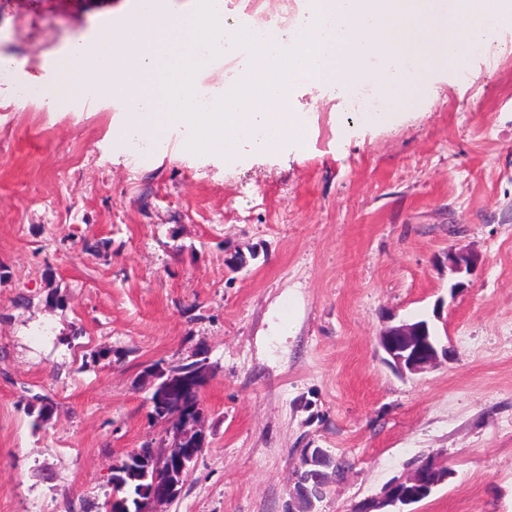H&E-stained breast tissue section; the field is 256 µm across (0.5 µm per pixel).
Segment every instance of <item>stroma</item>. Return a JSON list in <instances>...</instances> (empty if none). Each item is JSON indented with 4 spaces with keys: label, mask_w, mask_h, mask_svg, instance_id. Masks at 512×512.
Segmentation results:
<instances>
[{
    "label": "stroma",
    "mask_w": 512,
    "mask_h": 512,
    "mask_svg": "<svg viewBox=\"0 0 512 512\" xmlns=\"http://www.w3.org/2000/svg\"><path fill=\"white\" fill-rule=\"evenodd\" d=\"M123 2L0 0V56L23 62L0 78V512H97L159 433L147 369L199 348L207 446L163 512H302L315 448L349 466L314 512H364L421 456L451 476L415 512H512V23L466 74L412 66L382 126L353 90L296 86L305 145L227 166L117 154L116 102L14 96L99 21L132 24ZM422 319L448 356L398 374L379 333Z\"/></svg>",
    "instance_id": "stroma-1"
}]
</instances>
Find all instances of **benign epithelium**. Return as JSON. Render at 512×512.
<instances>
[{
  "instance_id": "1",
  "label": "benign epithelium",
  "mask_w": 512,
  "mask_h": 512,
  "mask_svg": "<svg viewBox=\"0 0 512 512\" xmlns=\"http://www.w3.org/2000/svg\"><path fill=\"white\" fill-rule=\"evenodd\" d=\"M448 267L456 273H471L477 265V259L462 250H448ZM380 346L385 353V362L400 373L417 374L436 364L440 356H448V348L438 351L435 342L428 335L427 326L419 323L400 322L397 325L385 326L379 334ZM167 428V470H178L179 477H184L190 463L195 459L193 454H185L181 444L193 436L205 439V435L196 429L197 418L187 414L184 418L174 416L164 419ZM329 455L321 448H315L306 456L303 470L297 475L293 494L307 500L320 499L326 485L323 473L318 470ZM449 477L448 469L414 470L408 480L394 481L377 502L376 508L387 506H407L415 502V497L406 493L410 487L422 488V493L428 495L432 489L444 483ZM179 493V484H153L147 497L137 499V512H158L157 507L172 502Z\"/></svg>"
}]
</instances>
